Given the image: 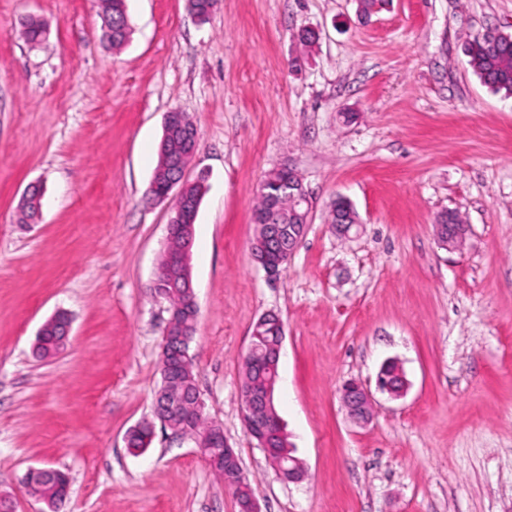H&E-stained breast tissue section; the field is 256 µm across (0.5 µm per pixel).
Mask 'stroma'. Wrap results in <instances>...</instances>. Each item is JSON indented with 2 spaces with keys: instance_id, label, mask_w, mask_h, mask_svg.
Wrapping results in <instances>:
<instances>
[{
  "instance_id": "1",
  "label": "stroma",
  "mask_w": 512,
  "mask_h": 512,
  "mask_svg": "<svg viewBox=\"0 0 512 512\" xmlns=\"http://www.w3.org/2000/svg\"><path fill=\"white\" fill-rule=\"evenodd\" d=\"M121 51L100 40L99 0H0V492L48 512L19 483L70 479L64 512H237L193 442L156 429L132 453L160 384L165 302L150 285L166 204L147 202L167 112L198 129L205 175L191 251L190 344L210 421L237 451L262 512H512V97L468 63L470 37L512 34V0H127ZM29 15L46 41L21 34ZM317 31L309 48L301 30ZM294 169L311 222L287 272L254 261L258 183ZM41 218L18 221L29 185ZM359 216L330 226L336 197ZM458 212L461 249L438 246ZM67 312V347L35 357ZM285 336L275 405L299 483L279 480L242 422L241 366L256 320ZM409 387L376 391L385 361ZM374 388L346 415L340 385ZM62 315H63V313L58 314L57 315L58 317H56L48 322H45L44 327L41 331L42 335L40 338H37V340H38L37 350L39 352V355L42 358H52L57 355L58 348H56V341H55V338L57 336L56 335L57 325L54 322L57 318H59V319L63 318ZM340 397L347 414L353 420L367 422L373 415L372 393L360 382H345L340 389Z\"/></svg>"
}]
</instances>
